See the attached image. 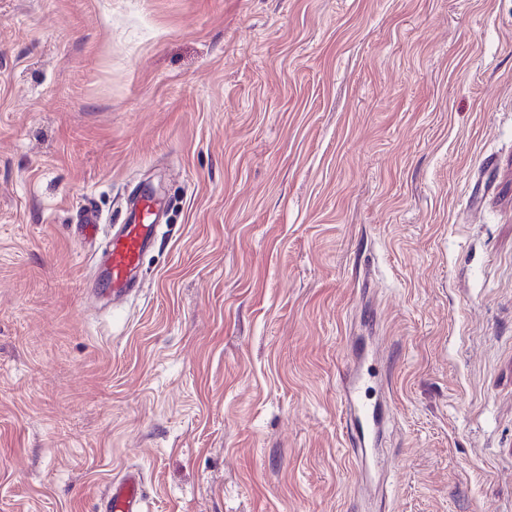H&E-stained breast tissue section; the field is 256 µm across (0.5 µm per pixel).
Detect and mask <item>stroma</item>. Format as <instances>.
I'll return each mask as SVG.
<instances>
[{
    "label": "stroma",
    "mask_w": 512,
    "mask_h": 512,
    "mask_svg": "<svg viewBox=\"0 0 512 512\" xmlns=\"http://www.w3.org/2000/svg\"><path fill=\"white\" fill-rule=\"evenodd\" d=\"M361 336L372 512H512V0H0V512H355ZM161 218L159 203L149 190L141 191L128 205L123 224L113 226L97 257L101 269L94 287L97 300L115 304L139 287L143 261L158 239ZM369 380L361 376L356 369L343 375L339 391L349 436L355 443L354 456L351 459L352 470L357 474L356 482L366 493L371 483L367 472L372 468L381 477L391 468L388 456L379 448H373L368 455V446L381 444L385 429V410L381 404L369 402L364 395ZM142 486L140 473L126 470L100 499L99 512H142Z\"/></svg>",
    "instance_id": "stroma-1"
}]
</instances>
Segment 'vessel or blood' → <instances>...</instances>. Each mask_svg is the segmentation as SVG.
<instances>
[{
  "label": "vessel or blood",
  "instance_id": "obj_1",
  "mask_svg": "<svg viewBox=\"0 0 512 512\" xmlns=\"http://www.w3.org/2000/svg\"><path fill=\"white\" fill-rule=\"evenodd\" d=\"M161 224L158 201L150 191H141L128 205L123 223L114 227L97 258L101 270L95 284L97 300L117 303L139 287L145 255L155 245ZM367 388V379L355 369L343 375L339 386L347 430L355 443L351 467L362 488L370 483L368 471L381 475L391 467L388 456L380 449L385 410L366 399ZM142 486L139 472L125 471L102 496L99 512H142Z\"/></svg>",
  "mask_w": 512,
  "mask_h": 512
}]
</instances>
